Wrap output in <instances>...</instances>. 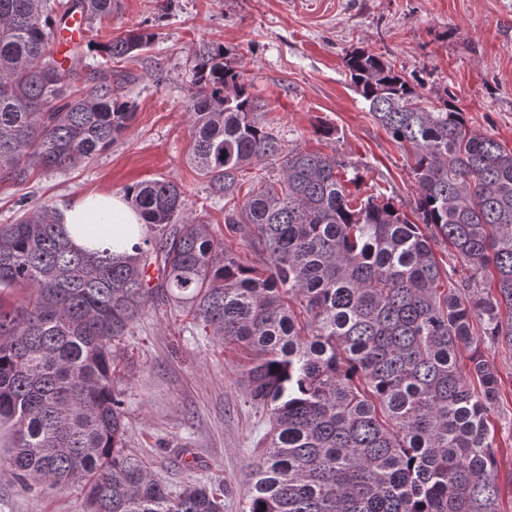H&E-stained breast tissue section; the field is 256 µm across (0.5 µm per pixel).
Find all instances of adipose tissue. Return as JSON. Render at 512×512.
I'll return each mask as SVG.
<instances>
[{
    "instance_id": "ef3b65f1",
    "label": "adipose tissue",
    "mask_w": 512,
    "mask_h": 512,
    "mask_svg": "<svg viewBox=\"0 0 512 512\" xmlns=\"http://www.w3.org/2000/svg\"><path fill=\"white\" fill-rule=\"evenodd\" d=\"M72 243L79 248L112 247L131 253L141 237L140 219L126 202L111 195H88L62 209Z\"/></svg>"
}]
</instances>
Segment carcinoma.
<instances>
[{"label": "carcinoma", "instance_id": "carcinoma-1", "mask_svg": "<svg viewBox=\"0 0 512 512\" xmlns=\"http://www.w3.org/2000/svg\"><path fill=\"white\" fill-rule=\"evenodd\" d=\"M117 6L0 0V182L83 163L129 129L112 61L153 33L88 40L95 66L50 49L71 12L90 25ZM224 55L220 43L199 50L188 104L190 160L231 202L224 238L184 216L167 179L124 188L147 232L132 255L75 247L49 204L0 224V431L14 480L79 483L86 512H224L226 489H171L127 446L119 352L164 301L247 355L243 398L264 429L242 512H499L500 380L479 342L512 348V152L470 131L450 100L421 105L382 57L351 52L356 91L412 153L413 221L382 193L349 192L336 156L287 146ZM439 242L468 263L466 279L439 261Z\"/></svg>", "mask_w": 512, "mask_h": 512}]
</instances>
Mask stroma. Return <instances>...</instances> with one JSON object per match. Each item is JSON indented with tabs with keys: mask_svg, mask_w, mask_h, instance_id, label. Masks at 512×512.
Instances as JSON below:
<instances>
[{
	"mask_svg": "<svg viewBox=\"0 0 512 512\" xmlns=\"http://www.w3.org/2000/svg\"><path fill=\"white\" fill-rule=\"evenodd\" d=\"M137 28L154 33L151 48L112 66L113 87L135 107L130 128L78 167L0 182V224L13 223L25 206L119 196L133 182L164 178L181 187L186 216L223 234L224 201L188 159L196 53L212 42L224 45L250 83L264 120L289 146L344 161L359 197L382 193L407 212L417 185L411 154L350 82L344 57L356 48L416 80L422 105L452 99L470 130L512 150V0H119L97 39ZM320 126L333 135H316ZM480 351L501 379L493 416L499 512H512V350L485 341ZM244 362L241 351L196 335L182 309L164 302L134 325L120 362L129 447L148 456L170 487L195 478L224 483L225 512H240L258 422L242 398ZM83 510L80 485L29 490L0 466V512Z\"/></svg>",
	"mask_w": 512,
	"mask_h": 512,
	"instance_id": "35a3bbf8",
	"label": "stroma"
}]
</instances>
